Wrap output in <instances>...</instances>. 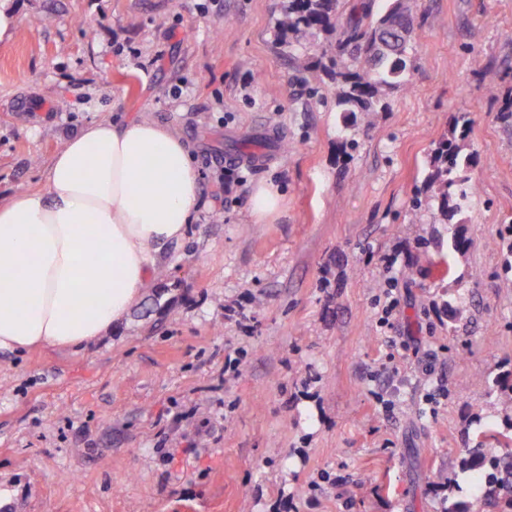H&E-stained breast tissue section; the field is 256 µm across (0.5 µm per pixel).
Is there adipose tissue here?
<instances>
[{
    "label": "adipose tissue",
    "mask_w": 512,
    "mask_h": 512,
    "mask_svg": "<svg viewBox=\"0 0 512 512\" xmlns=\"http://www.w3.org/2000/svg\"><path fill=\"white\" fill-rule=\"evenodd\" d=\"M42 178L0 201V351L19 355L85 348L121 323L200 209L189 147L147 118L85 123Z\"/></svg>",
    "instance_id": "adipose-tissue-1"
}]
</instances>
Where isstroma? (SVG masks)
Masks as SVG:
<instances>
[{
    "label": "stroma",
    "instance_id": "obj_1",
    "mask_svg": "<svg viewBox=\"0 0 512 512\" xmlns=\"http://www.w3.org/2000/svg\"><path fill=\"white\" fill-rule=\"evenodd\" d=\"M9 3L0 200L42 189L44 163L85 122L146 117L191 148L203 206L160 257L166 276L90 348L0 352V512H445L468 499L466 483L442 485L466 449L496 454L479 431L504 426L492 381L512 374V121L498 112L512 0H414L409 90L348 128L335 85L301 80L325 37L279 46L284 0ZM463 112L477 192L461 214L473 245L453 257L457 227L423 186ZM229 148L267 160L236 163L228 182ZM268 183L281 202L260 221L252 195Z\"/></svg>",
    "mask_w": 512,
    "mask_h": 512
}]
</instances>
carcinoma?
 <instances>
[{
	"instance_id": "1",
	"label": "carcinoma",
	"mask_w": 512,
	"mask_h": 512,
	"mask_svg": "<svg viewBox=\"0 0 512 512\" xmlns=\"http://www.w3.org/2000/svg\"><path fill=\"white\" fill-rule=\"evenodd\" d=\"M387 2L385 11L374 19L370 2L364 0L338 26L339 0H287L276 20L279 41L290 50L296 46L289 41L291 36H335L305 71L313 85L326 79L336 84V107L346 127L359 113L385 110L390 94L408 85V73L416 62L410 0ZM468 126L469 118L463 113L450 136L437 144L429 164L428 185L450 220L462 212L474 190L467 175L475 157L464 143ZM496 383L501 391L500 412L508 427L500 431L488 426L481 434L502 453L489 458L483 449L473 448L459 463L462 471L471 473L477 493L486 486L512 488V461L504 459V454L512 451V383L499 379Z\"/></svg>"
}]
</instances>
